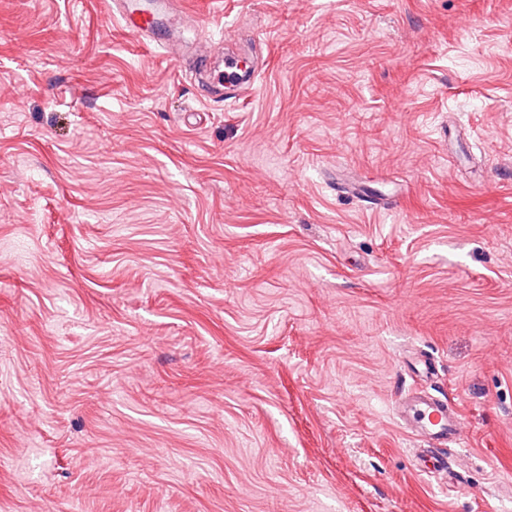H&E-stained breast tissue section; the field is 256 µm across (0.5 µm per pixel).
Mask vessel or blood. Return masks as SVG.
Segmentation results:
<instances>
[{"label":"vessel or blood","instance_id":"obj_1","mask_svg":"<svg viewBox=\"0 0 512 512\" xmlns=\"http://www.w3.org/2000/svg\"><path fill=\"white\" fill-rule=\"evenodd\" d=\"M179 0H113V13L123 30L143 41H150L159 20L176 11ZM256 71L250 61L231 56L224 61V88L237 93L253 87ZM406 430L417 436L424 447L417 455L423 472L443 473L449 461L448 446H460L465 439L462 416L454 403L435 397L429 390L417 389L397 401Z\"/></svg>","mask_w":512,"mask_h":512}]
</instances>
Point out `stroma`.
Wrapping results in <instances>:
<instances>
[{"instance_id": "stroma-1", "label": "stroma", "mask_w": 512, "mask_h": 512, "mask_svg": "<svg viewBox=\"0 0 512 512\" xmlns=\"http://www.w3.org/2000/svg\"><path fill=\"white\" fill-rule=\"evenodd\" d=\"M112 2L0 0V512H512V0ZM114 16L123 30L145 42L158 27V21L177 10L179 0H114ZM256 70L250 61L243 57H227L224 60V90L228 93H237L242 88H252L255 83ZM396 405L406 430L427 447L417 454L422 471L440 474L448 470L444 449L460 447L465 439L462 416L455 404L427 389H415L401 395Z\"/></svg>"}]
</instances>
